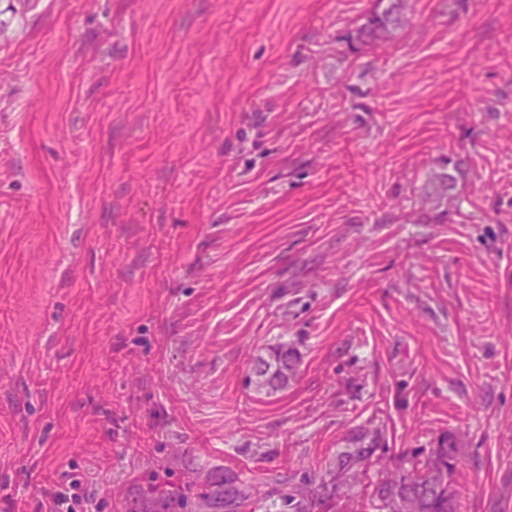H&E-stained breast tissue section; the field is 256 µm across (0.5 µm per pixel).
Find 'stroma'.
I'll list each match as a JSON object with an SVG mask.
<instances>
[{"label":"stroma","mask_w":512,"mask_h":512,"mask_svg":"<svg viewBox=\"0 0 512 512\" xmlns=\"http://www.w3.org/2000/svg\"><path fill=\"white\" fill-rule=\"evenodd\" d=\"M408 5L0 0V512H379L359 435L512 512V0ZM407 0H376L365 22L349 36L352 46L372 44L378 40H393L406 22ZM448 180H452L451 177H448V174L442 173L440 175H436L432 180V187L434 190H440L444 192L442 195L438 197V201L436 203L435 208H432L430 211H426L422 213V217L428 222L439 223L444 219H447L448 216ZM446 191V192H445ZM285 357L291 358L299 363L300 357L297 351L288 347V345H278L269 351L267 357L260 356L256 361H263L268 368L272 367V362L279 361L277 379L271 378L270 372L266 371L264 365H255L251 371V382L255 390L259 393L267 394L272 391L273 386L287 388L288 382L295 376L297 371V364L283 359ZM268 359L269 362H266ZM243 499L237 476L230 472L224 473V509L237 512Z\"/></svg>","instance_id":"stroma-1"}]
</instances>
